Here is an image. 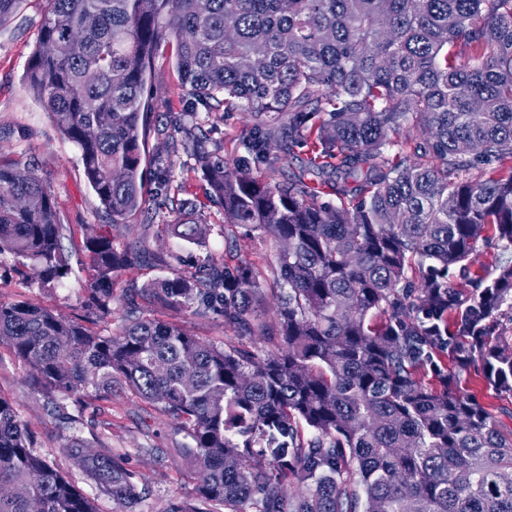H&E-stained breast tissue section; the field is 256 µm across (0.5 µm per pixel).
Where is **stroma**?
Instances as JSON below:
<instances>
[{"label":"stroma","mask_w":512,"mask_h":512,"mask_svg":"<svg viewBox=\"0 0 512 512\" xmlns=\"http://www.w3.org/2000/svg\"><path fill=\"white\" fill-rule=\"evenodd\" d=\"M47 9V0H23L14 16L0 26V155L33 163L48 180L61 221L71 230L63 240L64 250L71 256V271L62 284L48 290L42 288L35 270L18 274V258L0 255V300L34 302L65 318H77L84 301L81 286L90 274L82 241L87 236L106 233L117 248L128 250L132 265L115 275L113 315L111 320L98 324V331L107 334L121 325L128 315L126 290L136 287L140 290L137 316L178 323L221 346L241 344L242 336L236 328L225 325L223 316L195 308L181 312L164 309L153 301L146 286L169 276V268L161 263L168 256L177 258L181 270H192L208 261L233 265L241 260L264 270L274 260L272 252L260 238L240 232L225 234L222 209L209 201L195 158L185 149L179 134L171 139L148 137L142 166L150 206L146 212L130 217L128 225H111L84 176L77 147L60 135L26 81L27 65ZM175 57L176 46L170 43L159 47L153 60L146 92L151 97L154 123H164L171 112L181 115L186 125L194 126L196 134L204 138L208 148L220 149L226 162L233 164L248 158L243 137L253 123L250 113L241 107L230 112H209L204 102L181 85ZM270 153L276 162L258 169L262 179L278 182L308 175L310 140L293 144L284 152L274 146ZM160 157L176 162L175 177L182 186L180 196L188 201L182 214L158 207L155 202L154 162ZM200 210L212 226L205 239L194 241L170 230L162 232V225L191 221ZM458 384L496 417L503 430H512V397L499 395L486 385L481 364H472L461 373ZM0 395L13 401L35 448L51 455L58 468L95 500L98 512H115L116 506L85 479L65 454V447L76 438L99 451L126 456L129 467L137 474L139 489L145 492L136 512H167L171 503L194 498L196 476L182 453L186 435L160 407L119 389L107 401L71 399L67 413L83 419L79 428H72L52 415L47 399L32 388L4 344L0 345Z\"/></svg>","instance_id":"obj_1"}]
</instances>
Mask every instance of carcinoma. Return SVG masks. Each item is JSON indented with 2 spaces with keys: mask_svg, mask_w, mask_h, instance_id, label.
Listing matches in <instances>:
<instances>
[{
  "mask_svg": "<svg viewBox=\"0 0 512 512\" xmlns=\"http://www.w3.org/2000/svg\"><path fill=\"white\" fill-rule=\"evenodd\" d=\"M48 2L27 82L112 224L145 204V92L170 41L182 84L209 109L249 110L254 165L318 119L311 163L332 167L339 200L301 176L263 181L190 140L224 229L258 233L275 263L176 270L152 297L196 303L265 347L224 348L154 318L92 330L112 317L113 279L129 265L92 235L84 321L0 301V344L53 412L60 396L108 401L120 388L173 417L198 484L169 512H512V431L432 357L447 350L460 372L479 361L512 396V263L469 270L485 234L512 248V0ZM403 129L418 134L399 144ZM155 165L168 197L173 166ZM66 233L45 179L0 157V255L29 260L53 288L69 273ZM454 269L469 291L448 282ZM263 281L276 286L268 313ZM425 366L441 389L418 379ZM64 451L132 512L141 496L123 458L79 438ZM1 488L0 512L34 499L41 512H95L2 396Z\"/></svg>",
  "mask_w": 512,
  "mask_h": 512,
  "instance_id": "obj_1",
  "label": "carcinoma"
}]
</instances>
